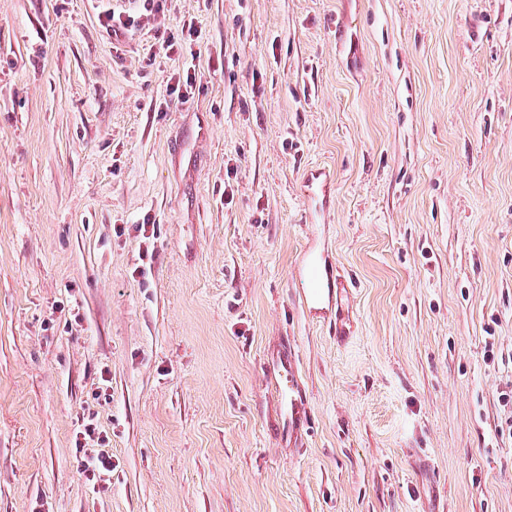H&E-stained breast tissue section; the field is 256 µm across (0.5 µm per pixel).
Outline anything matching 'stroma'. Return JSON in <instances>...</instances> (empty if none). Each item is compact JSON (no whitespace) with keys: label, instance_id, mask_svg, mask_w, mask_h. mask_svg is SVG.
Segmentation results:
<instances>
[{"label":"stroma","instance_id":"35a3bbf8","mask_svg":"<svg viewBox=\"0 0 512 512\" xmlns=\"http://www.w3.org/2000/svg\"><path fill=\"white\" fill-rule=\"evenodd\" d=\"M0 512H512V0H0ZM322 175V170L311 171L302 181V192L312 204L308 212L310 224L329 211L330 182ZM279 373L285 376V381L277 382L281 410L288 419V424L295 427L300 424L302 393L295 385L297 371L292 356H288V347L280 358ZM81 472L88 481H101V474L112 472L111 457L104 453H99L95 457L84 459L81 465Z\"/></svg>","mask_w":512,"mask_h":512}]
</instances>
